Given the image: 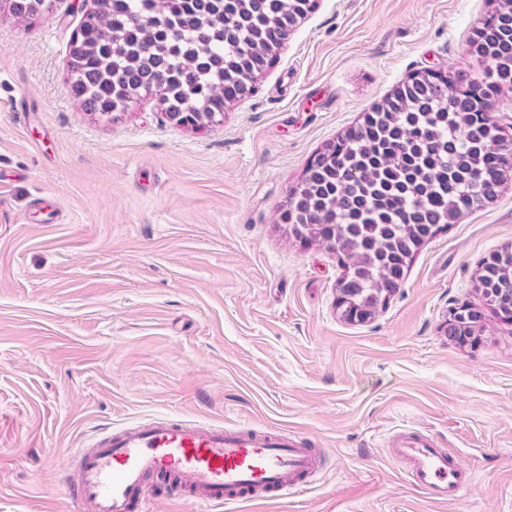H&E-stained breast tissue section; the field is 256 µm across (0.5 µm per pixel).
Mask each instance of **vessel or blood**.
Instances as JSON below:
<instances>
[{
	"instance_id": "b4317fda",
	"label": "vessel or blood",
	"mask_w": 512,
	"mask_h": 512,
	"mask_svg": "<svg viewBox=\"0 0 512 512\" xmlns=\"http://www.w3.org/2000/svg\"><path fill=\"white\" fill-rule=\"evenodd\" d=\"M389 453L435 501L456 500L466 486L459 461L440 450L429 434H401L391 441ZM319 463L316 449L284 432L160 418L96 438L80 450L64 485L76 512H149L147 498L160 482L169 484L170 497H187L209 508L233 496H287Z\"/></svg>"
}]
</instances>
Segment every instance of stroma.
I'll return each instance as SVG.
<instances>
[{
    "label": "stroma",
    "mask_w": 512,
    "mask_h": 512,
    "mask_svg": "<svg viewBox=\"0 0 512 512\" xmlns=\"http://www.w3.org/2000/svg\"><path fill=\"white\" fill-rule=\"evenodd\" d=\"M93 0L0 7V512H72L63 476L108 429L203 419L297 433L322 467L213 512H512V324L457 344L481 260L512 245V180L430 240L385 309H336L341 269L283 212L313 153L414 72L484 65L495 0H320L221 122L154 96L103 117L68 90ZM423 431L469 477L437 503L387 452Z\"/></svg>",
    "instance_id": "1"
}]
</instances>
